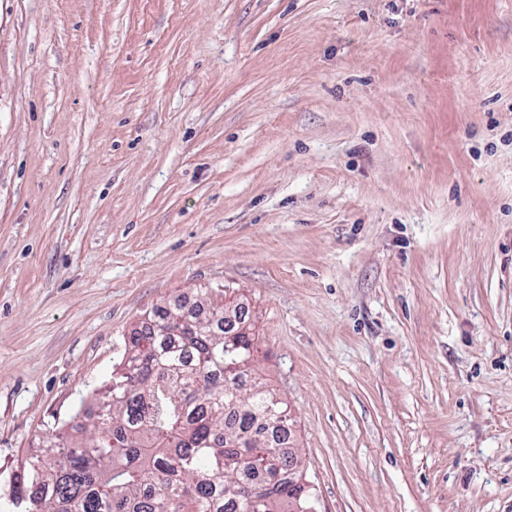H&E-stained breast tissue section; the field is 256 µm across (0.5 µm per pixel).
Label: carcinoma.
Instances as JSON below:
<instances>
[{
    "mask_svg": "<svg viewBox=\"0 0 512 512\" xmlns=\"http://www.w3.org/2000/svg\"><path fill=\"white\" fill-rule=\"evenodd\" d=\"M200 301L210 316L176 302L133 332L94 420L24 461L7 512H315L288 434L258 443L268 409L288 413L248 384L254 337Z\"/></svg>",
    "mask_w": 512,
    "mask_h": 512,
    "instance_id": "obj_1",
    "label": "carcinoma"
}]
</instances>
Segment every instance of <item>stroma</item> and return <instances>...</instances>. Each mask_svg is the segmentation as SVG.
<instances>
[{"label":"stroma","mask_w":512,"mask_h":512,"mask_svg":"<svg viewBox=\"0 0 512 512\" xmlns=\"http://www.w3.org/2000/svg\"><path fill=\"white\" fill-rule=\"evenodd\" d=\"M210 288L316 512H512V0H0V502Z\"/></svg>","instance_id":"1"}]
</instances>
